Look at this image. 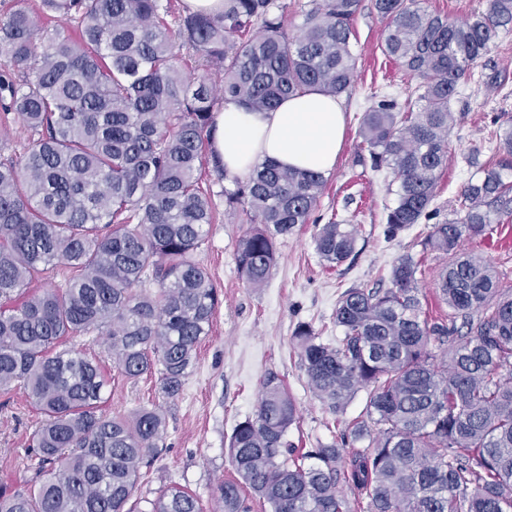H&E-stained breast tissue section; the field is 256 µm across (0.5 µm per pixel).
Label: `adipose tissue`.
<instances>
[{"label": "adipose tissue", "instance_id": "obj_1", "mask_svg": "<svg viewBox=\"0 0 512 512\" xmlns=\"http://www.w3.org/2000/svg\"><path fill=\"white\" fill-rule=\"evenodd\" d=\"M344 120L340 102L317 91L267 112L231 105L217 115L213 149L232 175L247 176L268 161L325 174L341 149Z\"/></svg>", "mask_w": 512, "mask_h": 512}]
</instances>
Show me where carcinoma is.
I'll return each instance as SVG.
<instances>
[{"label":"carcinoma","instance_id":"carcinoma-1","mask_svg":"<svg viewBox=\"0 0 512 512\" xmlns=\"http://www.w3.org/2000/svg\"><path fill=\"white\" fill-rule=\"evenodd\" d=\"M360 6L308 0L296 37L282 0H224L218 13L175 12L170 0H41L36 12L17 0L0 17L10 62L0 71V109L35 133L0 161V389L24 382L44 416L32 438L38 488L0 486V512H202L177 486L139 506L140 471L161 451L165 416L156 407L130 419L105 414L101 364L60 345L104 333L122 375L156 374L162 399L179 396L219 304L194 259L213 197L247 216L236 262L246 285L262 288L277 239L310 222L328 182L272 161L243 179L228 175L211 147L216 113L349 92ZM374 8L383 54L418 80L405 110L372 94L359 129L371 168L399 183L385 228L395 238L435 214L451 103L500 33L512 32V0H488L461 24L419 0H374ZM55 16L75 19L76 35L45 26ZM206 169L234 188L203 187ZM506 171L512 119L504 116L482 175L462 186L454 218L423 243L449 257L436 287L448 314L430 315L419 262L406 255L389 287L341 294L336 344L297 324L292 343L310 391L337 415L363 389L367 419L290 459L296 406L268 375L256 412L230 437L240 480L217 486L212 512H251L244 484L272 512H512V287L486 258L458 252L512 219ZM313 242L333 269L354 252L357 230L332 217ZM59 263L76 276L31 292L32 277Z\"/></svg>","mask_w":512,"mask_h":512}]
</instances>
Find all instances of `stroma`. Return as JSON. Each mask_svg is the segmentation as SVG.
<instances>
[{
    "label": "stroma",
    "mask_w": 512,
    "mask_h": 512,
    "mask_svg": "<svg viewBox=\"0 0 512 512\" xmlns=\"http://www.w3.org/2000/svg\"><path fill=\"white\" fill-rule=\"evenodd\" d=\"M384 37L373 0H362L351 36L355 77L351 92L343 97L344 141L315 212L323 223L332 217L353 220L358 231L355 254L335 269H325L314 249V228L308 225L278 238V260L268 282L247 287L235 259L236 243L247 228L245 216L216 198L215 221L194 258L218 289L220 304L180 395L162 400L156 377L132 380L111 371L104 389L107 414L129 417L140 408L157 406L166 418L161 451L143 469L136 497L151 499L175 484L194 494L209 512L217 486L237 478L228 456L229 440L235 425L253 414L261 383L271 372L284 381L296 405L298 419L288 431L289 442L304 452L336 440L348 424L365 418L367 393L359 391L342 415L329 413L308 390L291 343L296 325L310 323L324 342H335L341 330L333 316L341 293L353 286L388 287L390 269L404 254L422 258L418 283L423 293H433L448 258L424 253L423 243L435 224L451 218L461 187L488 160L497 131L493 116H512V32L500 34L476 67L480 81L469 84L453 102L457 123L438 184L436 215L393 241L385 239L384 227L398 185L389 171L371 170L368 153L359 148L358 130L373 92L394 94L404 103L413 98L417 81L384 56ZM42 419L23 385L0 390V486L35 484L38 460L28 443Z\"/></svg>",
    "instance_id": "obj_1"
}]
</instances>
